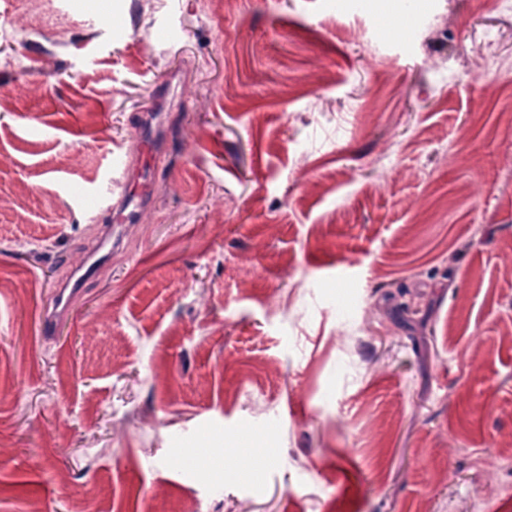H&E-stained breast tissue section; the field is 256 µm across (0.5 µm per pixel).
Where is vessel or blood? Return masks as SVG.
Returning a JSON list of instances; mask_svg holds the SVG:
<instances>
[{
    "label": "vessel or blood",
    "instance_id": "b4317fda",
    "mask_svg": "<svg viewBox=\"0 0 512 512\" xmlns=\"http://www.w3.org/2000/svg\"><path fill=\"white\" fill-rule=\"evenodd\" d=\"M176 96L172 81L165 80L154 86L150 98L152 110L143 114L136 126L139 162L137 166L123 168V180L118 195L106 196L92 188L85 189L83 193L85 204L107 212L113 223L122 224L137 219L149 204L152 167L163 147L157 115L165 111Z\"/></svg>",
    "mask_w": 512,
    "mask_h": 512
}]
</instances>
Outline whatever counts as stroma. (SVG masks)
<instances>
[{
    "instance_id": "stroma-1",
    "label": "stroma",
    "mask_w": 512,
    "mask_h": 512,
    "mask_svg": "<svg viewBox=\"0 0 512 512\" xmlns=\"http://www.w3.org/2000/svg\"><path fill=\"white\" fill-rule=\"evenodd\" d=\"M508 253L504 0H0V512H512ZM172 79L162 81L153 87L150 98L152 114H143L137 126L136 138L139 148V162L130 167L127 163L122 170L123 180L120 191L115 197L105 196L97 189L87 188L83 193V201L90 207L104 210L111 217V223L122 224L139 217L148 206L152 192V167L157 154L163 147L159 118H152L154 112H163L172 100L177 97ZM97 261L92 262L88 268L85 270V272L80 275L70 286V284H67L65 287L60 288L58 295L56 296L55 302L53 304V307L50 311H48L44 316V322L46 326L49 328L51 326H56L61 320L66 317L69 314L70 311V295L79 290L86 277L90 274L91 270L93 269L94 265ZM70 286V288H68ZM69 290V294L65 296L66 292Z\"/></svg>"
}]
</instances>
